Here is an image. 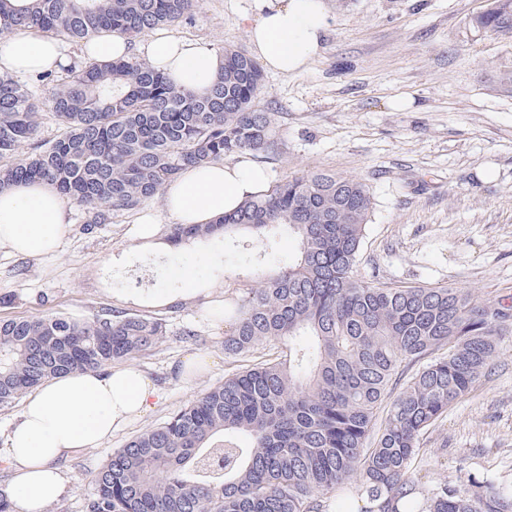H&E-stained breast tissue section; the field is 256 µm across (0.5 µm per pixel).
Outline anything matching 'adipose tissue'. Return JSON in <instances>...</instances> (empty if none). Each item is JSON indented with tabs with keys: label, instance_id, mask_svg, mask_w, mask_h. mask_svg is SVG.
Wrapping results in <instances>:
<instances>
[{
	"label": "adipose tissue",
	"instance_id": "adipose-tissue-1",
	"mask_svg": "<svg viewBox=\"0 0 512 512\" xmlns=\"http://www.w3.org/2000/svg\"><path fill=\"white\" fill-rule=\"evenodd\" d=\"M257 2L259 13L248 24L254 54L269 71H303L329 25L323 0ZM136 50L183 89L198 93L207 90L224 65L223 55L212 48L167 31L151 34L137 46L117 34L84 46L85 54L99 63L128 58ZM66 54V46L55 37L16 34L0 40V73L54 71ZM267 182L266 169L249 158L190 166L165 187V211L178 224H207L237 209ZM74 205L71 197L41 180L1 187L0 248L30 258L53 253L71 224ZM177 276L181 287L142 293L139 303L167 307L195 299L214 285L187 269ZM156 395L151 378L131 367L69 372L44 381L27 397L0 448V463L13 473L5 489L13 512H45L66 490L59 460L111 438L141 416Z\"/></svg>",
	"mask_w": 512,
	"mask_h": 512
}]
</instances>
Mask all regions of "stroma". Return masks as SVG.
Masks as SVG:
<instances>
[{"label": "stroma", "instance_id": "obj_1", "mask_svg": "<svg viewBox=\"0 0 512 512\" xmlns=\"http://www.w3.org/2000/svg\"><path fill=\"white\" fill-rule=\"evenodd\" d=\"M324 3L330 26L308 66L264 75L257 105L275 114L282 141L265 161L272 180L330 171L369 186L373 210L355 267L363 281L459 288L512 308V39L470 25L489 0ZM256 13V0H200L170 30L219 52L245 49ZM487 169L495 180L480 179ZM148 213L163 215V199L113 212L104 224L90 223L78 206L55 254L31 259L0 249V319L118 308L167 329L158 346L127 361L158 389L150 408L101 446L60 461L68 491L47 512H83L94 475L114 453L242 370V360L224 354L229 325L212 323L203 310H223L251 287L245 272L256 258L279 271L298 254L299 240L288 233L266 255L234 237L204 242L203 258L155 253L133 234ZM182 266L215 278V288L164 308L132 302L156 287H178L172 272ZM193 355L209 364L187 379L182 365ZM426 446L412 467L431 482L471 475L512 482V326L486 373L430 429Z\"/></svg>", "mask_w": 512, "mask_h": 512}]
</instances>
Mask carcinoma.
<instances>
[{
    "instance_id": "1",
    "label": "carcinoma",
    "mask_w": 512,
    "mask_h": 512,
    "mask_svg": "<svg viewBox=\"0 0 512 512\" xmlns=\"http://www.w3.org/2000/svg\"><path fill=\"white\" fill-rule=\"evenodd\" d=\"M199 0H0V32L86 42L174 23ZM471 26L512 38V0H491ZM41 97L0 74V187L49 181L104 224L162 194L186 166L274 154L275 114L257 106L259 63L224 48V70L203 94L146 63L90 62ZM48 108L62 127L34 141ZM373 209L359 180L319 172L268 186L210 224H167L174 245L248 234L267 246L288 227L295 264L243 290L224 315V353L279 344L117 451L94 479L84 512H326L358 488L360 512H512V484L469 477L429 485L412 471L423 436L494 359L505 308L443 287L383 288L354 276ZM158 320L114 310L91 318L0 319V409L43 380L96 371L155 348ZM427 363L394 397L368 444L375 411L405 361Z\"/></svg>"
}]
</instances>
